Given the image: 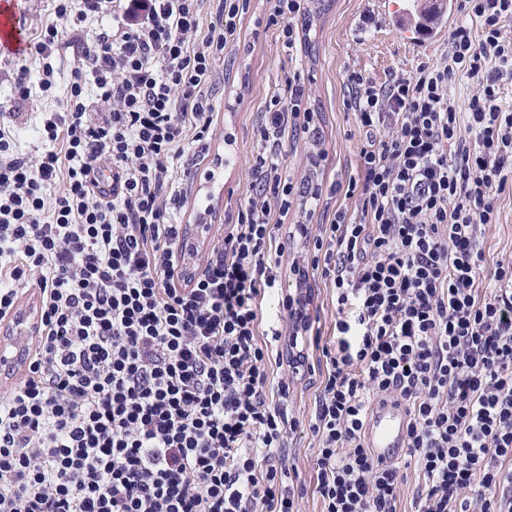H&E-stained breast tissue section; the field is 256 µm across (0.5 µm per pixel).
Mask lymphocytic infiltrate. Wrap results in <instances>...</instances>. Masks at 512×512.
Returning <instances> with one entry per match:
<instances>
[{
  "label": "lymphocytic infiltrate",
  "instance_id": "f902f5d3",
  "mask_svg": "<svg viewBox=\"0 0 512 512\" xmlns=\"http://www.w3.org/2000/svg\"><path fill=\"white\" fill-rule=\"evenodd\" d=\"M57 0V16L112 28L83 45L67 93L43 113L46 146L18 153L0 128V320L37 286L41 329L0 399V512H399L405 474L375 461L363 427L392 397L408 416L414 512H512V258L484 236L512 181V0H459L445 61L375 82L348 72L344 105L366 144L359 177L324 186L284 164L291 133H319L296 74L260 114L250 189L203 268L189 272L174 171L210 149L214 62L250 0ZM288 50L308 0H261ZM56 25L38 43L55 83ZM476 82L451 102L457 76ZM109 104L106 112L95 111ZM356 199L317 229L282 228L321 199ZM301 248L275 328L258 302ZM335 294L336 343L315 413L291 388L312 335L317 279ZM316 439L315 485L286 463L291 435Z\"/></svg>",
  "mask_w": 512,
  "mask_h": 512
}]
</instances>
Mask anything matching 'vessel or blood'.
Wrapping results in <instances>:
<instances>
[{
	"instance_id": "b4317fda",
	"label": "vessel or blood",
	"mask_w": 512,
	"mask_h": 512,
	"mask_svg": "<svg viewBox=\"0 0 512 512\" xmlns=\"http://www.w3.org/2000/svg\"><path fill=\"white\" fill-rule=\"evenodd\" d=\"M24 37L14 15L0 12V48L22 49ZM40 328L37 299L23 302L11 326L0 329V371L20 372L28 362L27 349L35 345ZM407 416L394 400L375 403L368 412L364 440L375 457L389 464L407 452Z\"/></svg>"
}]
</instances>
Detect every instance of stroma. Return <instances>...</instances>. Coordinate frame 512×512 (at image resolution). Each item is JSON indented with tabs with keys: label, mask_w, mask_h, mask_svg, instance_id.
<instances>
[{
	"label": "stroma",
	"mask_w": 512,
	"mask_h": 512,
	"mask_svg": "<svg viewBox=\"0 0 512 512\" xmlns=\"http://www.w3.org/2000/svg\"><path fill=\"white\" fill-rule=\"evenodd\" d=\"M309 7V46L289 53L275 30L258 25L259 12L253 9L241 19L237 47L215 62L217 108L210 150L194 166L192 178L176 179L189 200L184 221L192 225V233L201 244L199 254L186 256V263H202L205 253L223 236L226 219L248 188L250 168L258 152V116L270 97L282 91L288 75L297 71L312 79L314 93L309 106L328 153L324 167L312 168L308 145L303 138H296L288 145V169L294 177L311 174L328 184L357 175L363 146L354 115L344 106L346 73L359 70L381 82L392 73H409L420 64L440 62L448 55L444 38L427 40L421 48L409 50L367 0H311ZM367 14L372 16V24H364ZM20 22L33 42L50 24L67 30L69 38L78 42L92 39L100 26L112 24L107 18L100 24L88 21L72 25L57 18L52 0H22ZM22 65L29 68L31 83H38L42 70L36 53L21 58L0 55V126L11 131L21 154L34 156L44 145L39 121L47 103L35 96L23 101L15 94L14 82ZM228 129L237 137L238 157L235 164L224 167L217 157L224 152V132ZM196 199L210 206L203 229L196 226L197 212L192 205ZM498 207L499 222L484 237L491 261L512 258V187L500 195Z\"/></svg>",
	"instance_id": "1"
}]
</instances>
